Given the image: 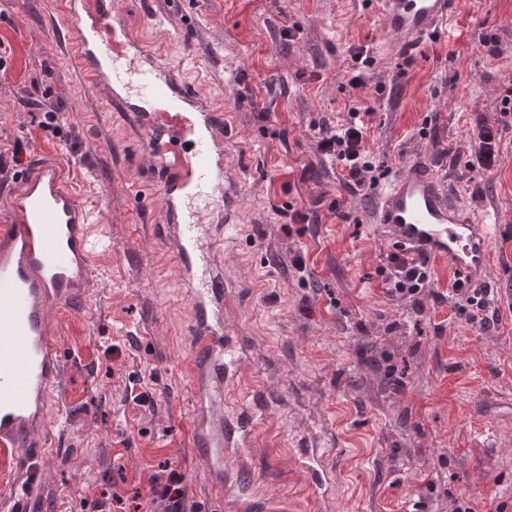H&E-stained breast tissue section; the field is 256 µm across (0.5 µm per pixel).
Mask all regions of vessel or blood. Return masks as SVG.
I'll return each instance as SVG.
<instances>
[{
    "instance_id": "1",
    "label": "vessel or blood",
    "mask_w": 512,
    "mask_h": 512,
    "mask_svg": "<svg viewBox=\"0 0 512 512\" xmlns=\"http://www.w3.org/2000/svg\"><path fill=\"white\" fill-rule=\"evenodd\" d=\"M457 0H388L383 16L385 57L407 56L432 34L439 17ZM72 27L64 52L82 79L107 91L114 109L129 113L162 170L160 197L168 217L167 237L175 267L192 300L190 373L197 409L205 417L192 441L214 467L249 471L256 414L224 411V388L240 374V342L224 334L223 271L212 268L199 225L230 222L238 197L224 180V122L158 61L136 66L139 42L122 24L112 0H65ZM7 223L0 225V458L27 456L31 463L52 451L51 389L60 359L49 344L51 310L81 308L93 275L88 213L68 186L65 169L44 163L28 171L19 191L0 198ZM374 221L415 255L447 263L472 278L492 262V224L454 198L429 159L415 154L374 202ZM298 468L312 488L331 472L317 452L301 450ZM234 512H279L246 485Z\"/></svg>"
}]
</instances>
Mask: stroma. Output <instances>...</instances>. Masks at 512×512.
Here are the masks:
<instances>
[{
  "label": "stroma",
  "mask_w": 512,
  "mask_h": 512,
  "mask_svg": "<svg viewBox=\"0 0 512 512\" xmlns=\"http://www.w3.org/2000/svg\"><path fill=\"white\" fill-rule=\"evenodd\" d=\"M387 0H115L145 55L224 109V178L241 201L216 243L231 288L224 328L248 355L224 408L258 414L247 458L288 512H486L512 507V310L489 328L425 294L390 299L378 273L392 244L375 224L374 190H342L316 129L370 107L367 145L396 171L409 154L435 158L451 193L494 214V261L483 282L512 298V0H459L410 59L377 60L353 88L351 54L386 40ZM165 16L156 26L154 16ZM71 23L63 0H0V155L66 169L100 244L88 304L51 311L54 453L32 479L26 457L0 463V512L11 485L31 483L32 512H149V488L185 476L210 512L209 465L191 438L202 423L188 373L190 301L162 232L161 173L144 137L82 82L60 53ZM297 25L282 43L283 25ZM496 38L485 47L483 36ZM60 109L39 127L31 103ZM266 103L260 120L254 102ZM501 129L499 163L468 170L478 124ZM339 201L341 214L328 208ZM307 213L304 224L293 211ZM303 258L305 271L292 263ZM152 405L127 401L130 379ZM318 449L329 492L293 459Z\"/></svg>",
  "instance_id": "stroma-1"
}]
</instances>
